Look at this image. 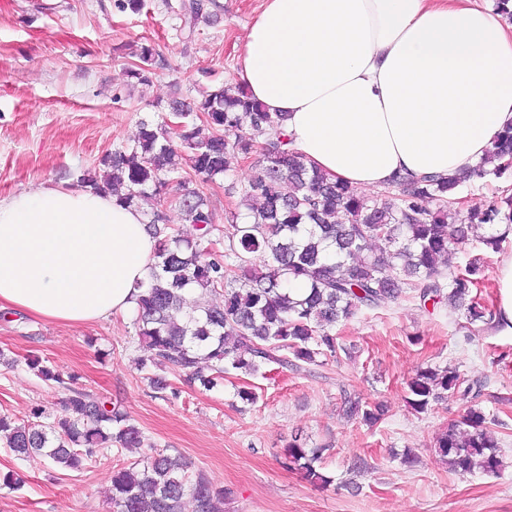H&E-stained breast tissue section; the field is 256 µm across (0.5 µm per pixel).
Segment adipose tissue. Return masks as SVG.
<instances>
[{
	"mask_svg": "<svg viewBox=\"0 0 512 512\" xmlns=\"http://www.w3.org/2000/svg\"><path fill=\"white\" fill-rule=\"evenodd\" d=\"M239 81L307 166L354 189L451 177L512 125V32L473 0H264ZM157 240L81 186L0 198V310L87 325L137 310Z\"/></svg>",
	"mask_w": 512,
	"mask_h": 512,
	"instance_id": "1",
	"label": "adipose tissue"
}]
</instances>
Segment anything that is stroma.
<instances>
[{"mask_svg":"<svg viewBox=\"0 0 512 512\" xmlns=\"http://www.w3.org/2000/svg\"><path fill=\"white\" fill-rule=\"evenodd\" d=\"M117 0H0V197L38 183L79 184L114 149L129 144L140 121H160L172 97L200 100L216 82L237 84L243 44L263 0H221L217 21L183 40L172 10L179 0H146L141 13ZM150 44L162 68L141 84L129 75L133 52ZM254 159L232 160L226 177L188 187L209 201L212 222L242 212L241 191ZM452 262L482 263L476 290L496 306L498 255L478 238L452 244ZM340 349L304 370L270 364L264 373L228 375L205 390L177 370H157L166 389L153 388L138 362L133 317L91 325L45 322L21 313L0 316V415L27 422L35 408L57 413L65 392L57 378L118 403L143 432L147 446L189 458L218 487L229 489L224 512H512V332L468 323L447 303L421 306L414 291L361 311L333 329ZM38 358L55 374L28 369ZM452 367L473 386L415 412L407 384L418 369ZM256 392L241 401L237 388ZM383 404L376 425L346 418L342 394ZM483 412L499 442L501 469L449 471L436 438L466 406ZM323 449L330 485L311 484L282 465L291 441ZM144 448H108L80 469L52 468L38 454L15 455L0 441V512H111L113 466L142 459Z\"/></svg>","mask_w":512,"mask_h":512,"instance_id":"35a3bbf8","label":"stroma"}]
</instances>
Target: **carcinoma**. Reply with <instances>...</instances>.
Instances as JSON below:
<instances>
[{
    "mask_svg": "<svg viewBox=\"0 0 512 512\" xmlns=\"http://www.w3.org/2000/svg\"><path fill=\"white\" fill-rule=\"evenodd\" d=\"M220 9L218 0H181L182 30L192 36L200 23L216 20ZM136 56L139 64L129 75L147 82L154 49L143 44ZM282 122L281 114L264 111L243 88L220 86L194 106L172 101L160 123L140 122L133 143L106 154L98 170L80 179L99 193L122 186L120 199L137 206L168 195L174 183L182 188L173 201L184 223L161 226L157 212L149 221L158 248L135 317L137 340L149 354L141 367H171L207 389L230 372L256 375L270 363L300 369L320 354L336 355L330 327L393 302L408 288L423 303L446 297L450 304L467 305L472 322L493 318L471 297L480 259L450 270L448 253L478 226H488L480 237L487 251H498L506 239L499 225L512 224V196L465 208L455 189L469 179L499 178L512 167L511 126L494 141L493 169L479 165L448 179L400 176L368 201L308 168L290 147ZM248 128L264 133V141L254 142ZM235 153L245 159L258 155V171L243 193L246 221L234 215L221 229L211 222L203 198L185 188L181 160L207 183L226 175ZM290 280L304 281L307 292L292 295ZM188 288L218 295L221 303L187 310ZM65 390L60 414L47 422L19 426L0 416V435L16 455L41 454L58 468L77 470L109 446H144L143 432L118 406L82 389ZM471 390L455 369H422L408 384V403L423 413L450 392L466 402ZM342 412L370 424L383 415L381 406L346 393ZM435 448L453 472L479 468L494 474L502 466L484 415L471 407L448 423ZM323 452L293 442L284 450V464L324 484L328 479L316 466ZM190 467L182 456L154 450L112 469V512H181L187 496L194 512H221L226 490L201 472L189 476Z\"/></svg>",
    "mask_w": 512,
    "mask_h": 512,
    "instance_id": "carcinoma-1",
    "label": "carcinoma"
}]
</instances>
